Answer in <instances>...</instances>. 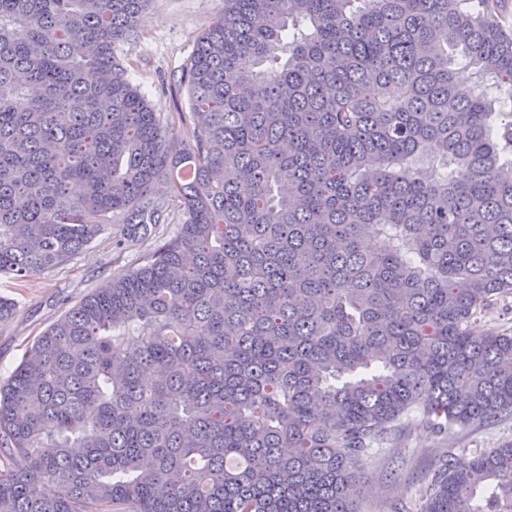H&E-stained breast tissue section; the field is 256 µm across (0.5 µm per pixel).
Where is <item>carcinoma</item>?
Returning <instances> with one entry per match:
<instances>
[{"label": "carcinoma", "mask_w": 512, "mask_h": 512, "mask_svg": "<svg viewBox=\"0 0 512 512\" xmlns=\"http://www.w3.org/2000/svg\"><path fill=\"white\" fill-rule=\"evenodd\" d=\"M147 2L0 0V275L183 214L0 387V512H357L391 423L512 416V335L472 333L512 296L497 0H224L186 144L114 56ZM420 512H512V441Z\"/></svg>", "instance_id": "carcinoma-1"}]
</instances>
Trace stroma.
I'll use <instances>...</instances> for the list:
<instances>
[{"mask_svg":"<svg viewBox=\"0 0 512 512\" xmlns=\"http://www.w3.org/2000/svg\"><path fill=\"white\" fill-rule=\"evenodd\" d=\"M224 10V0H151L138 20L135 35L114 47L128 80L159 112L175 141L187 139L184 117L190 110L183 73L202 31ZM157 241L149 235L123 239L119 226L98 234L74 259L17 282L0 276V297L16 306L0 322V385L7 382L25 352L67 309L95 288L145 264ZM512 440V417L493 424L455 427L437 432L409 419L392 426L380 451L365 457L367 477L358 512H417L426 476L447 453L467 464L474 452Z\"/></svg>","mask_w":512,"mask_h":512,"instance_id":"stroma-1","label":"stroma"}]
</instances>
